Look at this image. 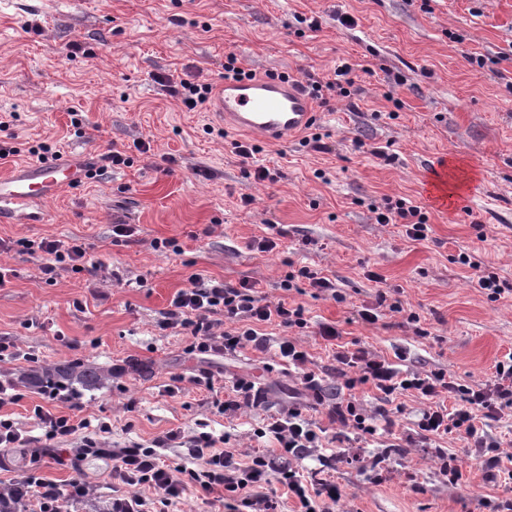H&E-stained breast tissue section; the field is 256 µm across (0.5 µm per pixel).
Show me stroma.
<instances>
[{"mask_svg": "<svg viewBox=\"0 0 512 512\" xmlns=\"http://www.w3.org/2000/svg\"><path fill=\"white\" fill-rule=\"evenodd\" d=\"M309 18L317 29H307ZM230 54L256 76L301 81L352 65L349 96L315 107L311 130L323 151L297 134L242 160L229 146L241 132L207 105L191 111L170 95V81L219 84ZM140 140L150 154L136 151ZM41 142L81 164L114 149L132 164L61 192L42 205L39 223L0 221V266L13 271L0 286V336L11 343L0 380L20 396L0 413L21 433L43 434L34 415L42 399L26 374L77 361L127 368L77 397L84 417L111 423L110 445L145 448L169 429L203 422L247 454L267 444L255 429L294 398L353 450L374 455L363 435L329 424L327 404L301 390L273 351L248 347L204 361L188 353L189 336L160 329L194 275L255 281L269 301L302 304L310 320L303 341L328 385L336 364L318 335L324 322L344 341L388 358L405 351L409 368L443 369L464 384L490 379L512 352V295L488 300L456 261L469 253L512 285V0H52L40 9L0 0V143L18 150L0 161V177L31 162L29 149ZM158 155L167 163L156 164ZM259 164L268 179L253 177ZM438 174L449 193L444 209L425 195ZM388 197L424 208L426 240L376 222ZM116 223L131 225L132 236H113ZM272 224L285 231L277 248H252ZM46 237L79 239L92 264L62 267L47 281L43 254L18 244ZM161 239L174 250L155 251ZM304 265L335 278L342 300L283 292L281 280ZM373 272L380 282L370 281ZM382 296L379 321L362 322L358 310ZM395 301L402 311L390 310ZM205 371L218 389L255 382L261 403L218 413L194 382ZM403 403L401 442L377 482L337 465L335 512H488L484 500L505 490L486 479L480 450L453 435L423 443L415 426L423 403ZM443 451L462 458L459 482L440 473ZM25 467L61 486L71 476L49 459L31 464L19 448L0 462V486Z\"/></svg>", "mask_w": 512, "mask_h": 512, "instance_id": "obj_1", "label": "stroma"}]
</instances>
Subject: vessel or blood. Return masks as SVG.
<instances>
[{
  "instance_id": "vessel-or-blood-1",
  "label": "vessel or blood",
  "mask_w": 512,
  "mask_h": 512,
  "mask_svg": "<svg viewBox=\"0 0 512 512\" xmlns=\"http://www.w3.org/2000/svg\"><path fill=\"white\" fill-rule=\"evenodd\" d=\"M209 109L238 130L270 143L284 141L315 119L310 95L300 81L270 76L224 81ZM80 180V166L66 158L26 164L0 178V218L20 224L39 223V205Z\"/></svg>"
}]
</instances>
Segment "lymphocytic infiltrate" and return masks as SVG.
Masks as SVG:
<instances>
[{
  "label": "lymphocytic infiltrate",
  "instance_id": "obj_1",
  "mask_svg": "<svg viewBox=\"0 0 512 512\" xmlns=\"http://www.w3.org/2000/svg\"><path fill=\"white\" fill-rule=\"evenodd\" d=\"M376 214L378 223L404 225L409 240L421 241L428 236L426 213L404 199L385 200ZM22 246L44 254L41 271L50 279L61 266L79 269L88 262L84 244L76 240H26ZM265 324L287 328V335L273 342L277 345V358L298 371L305 388L319 390L321 382L310 366L308 351L289 334L290 329L307 328L304 306L282 299L267 301L256 282L207 284L200 277H193L191 287L174 295L160 327L185 331L191 338L189 353L212 355L233 353L248 346L265 350L271 343L261 332ZM319 335L332 352L340 378L328 409L330 421L390 445L396 440L394 420L386 411L360 413L356 390L371 386L391 402L405 395L419 398L425 406L416 426L423 439L436 441L451 434L464 437L486 450L484 465L491 479L512 483V468L504 463L500 441L483 433L485 421L512 410V355L495 364L489 382L465 385L442 369L426 373L404 370L397 362L368 348H349L341 343L340 332L333 324H320ZM35 416L45 430L46 445L32 447L12 419L0 417V452L27 447L33 458H54L58 451L51 448V441L71 439L75 446L67 454L75 463L91 454L111 459L112 497L102 512H168L187 490L209 494L218 488L229 499L226 512H239L243 507L249 512H278L277 493L269 488L275 479L286 496L293 499L295 512H332L342 498L334 480L304 466L313 450L321 447L324 429L297 406L272 415L260 429V436L274 443L272 453L257 452L244 461L238 460L235 449L230 447L229 436L217 437L208 431L188 436L176 428L156 438L148 448H104L99 438L111 433L108 423L95 424L90 419L41 406L36 407ZM172 448L187 449L189 462L169 461L167 452ZM147 488L153 490V497L144 496ZM67 497L91 501L97 498L95 485L77 466L63 487L24 471L11 479L6 494L0 496V512H11L15 504L27 498L36 502L38 512H62Z\"/></svg>",
  "mask_w": 512,
  "mask_h": 512
}]
</instances>
